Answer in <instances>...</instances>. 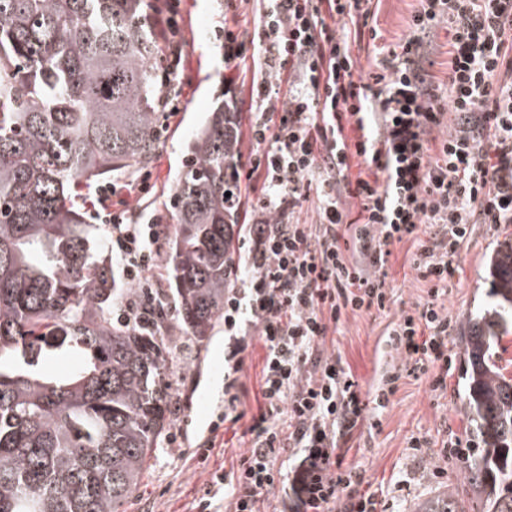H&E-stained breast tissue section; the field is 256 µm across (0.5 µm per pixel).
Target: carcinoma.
Segmentation results:
<instances>
[{"instance_id": "cac0c4a2", "label": "carcinoma", "mask_w": 512, "mask_h": 512, "mask_svg": "<svg viewBox=\"0 0 512 512\" xmlns=\"http://www.w3.org/2000/svg\"><path fill=\"white\" fill-rule=\"evenodd\" d=\"M152 0H0V512H123L167 434L174 395L161 307L123 326L104 237L78 205L104 179L150 164L159 144L162 48ZM241 117L219 100L188 145L161 229L166 298L198 342L236 284ZM230 196H225V193ZM459 339L478 444L465 485L512 512V240ZM82 362L56 376L51 357ZM459 491L415 512H459Z\"/></svg>"}]
</instances>
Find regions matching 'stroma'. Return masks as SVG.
I'll list each match as a JSON object with an SVG mask.
<instances>
[{
    "label": "stroma",
    "instance_id": "stroma-1",
    "mask_svg": "<svg viewBox=\"0 0 512 512\" xmlns=\"http://www.w3.org/2000/svg\"><path fill=\"white\" fill-rule=\"evenodd\" d=\"M174 8L180 25L181 58L178 65L180 95L178 112L165 113L167 124L160 145L146 172L114 178L115 198L126 199L135 211L131 222L150 217L171 221V200L176 179L185 163L186 147L212 103L224 92V32L233 30L246 38L261 36L256 0H155V8ZM417 0H379L374 7L377 46L402 44L409 36V21ZM147 191H140V184ZM430 227H422L418 239L390 245L386 269L393 293L382 311H347L321 345L326 355L339 359L357 380L367 404L365 420L340 451L347 466L363 477V489L374 492L387 512H409L411 506L443 488L464 484L461 459L446 460L445 443H468L467 419L462 405L463 354L457 333L448 337L452 357L448 389L433 390L431 382L439 366L410 374L403 353L387 343L388 332L404 314L422 309L429 300V283L417 277L408 259L419 241L428 240ZM512 238V224H477L470 237L451 258L454 269L439 297L461 324L484 299L489 287L488 264L504 239ZM180 363L171 378L179 402L173 409L170 435L174 443H161L150 462L147 476L129 499L127 512H195L201 490L214 472L230 470L248 455L246 431L261 404L260 379L265 348L253 341L244 354L239 374L241 420L219 430L218 446L202 453L196 443L208 433L215 413L224 407V328L216 326L209 339L198 342L173 329ZM397 375L385 407L373 402L376 387ZM428 440L422 454H415L412 439Z\"/></svg>",
    "mask_w": 512,
    "mask_h": 512
}]
</instances>
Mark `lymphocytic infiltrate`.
<instances>
[{"label":"lymphocytic infiltrate","mask_w":512,"mask_h":512,"mask_svg":"<svg viewBox=\"0 0 512 512\" xmlns=\"http://www.w3.org/2000/svg\"><path fill=\"white\" fill-rule=\"evenodd\" d=\"M372 0H264L262 34L245 48L224 33V68L252 57L246 180L260 191L245 203L251 246L235 288L224 296V411L212 429L236 422L238 374L253 340L266 350L260 383L263 410L249 428L251 446L239 466L214 474L229 492L230 512H260L265 498L288 486L287 512H377L359 473L343 468L338 441L362 422L358 383L319 349L331 324L349 309H385L390 300L388 245L437 224L440 238L419 245L411 267L431 283V303L388 334L414 369L448 361V316L434 302L449 263L475 224H512V0H419L410 34L382 57L371 82L355 80L349 43L362 40ZM345 23L336 32L335 22ZM448 32V74L434 80L424 66L439 29ZM288 72L287 84L272 70ZM453 114L448 136L430 156L431 135ZM359 137L347 143L345 122ZM373 178L349 181L350 155ZM361 205L354 229L360 260L342 250L347 214ZM314 202L318 221L302 222ZM105 212L112 254L132 298L114 317L144 320L160 285L156 222L128 224ZM293 449L291 475L276 466ZM213 488V490H214ZM213 490L200 512H213Z\"/></svg>","instance_id":"lymphocytic-infiltrate-1"}]
</instances>
